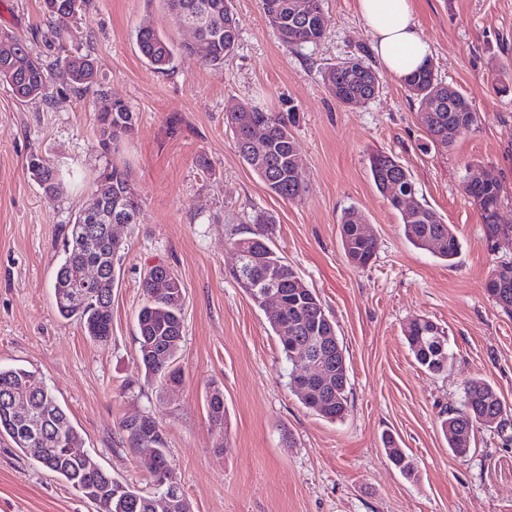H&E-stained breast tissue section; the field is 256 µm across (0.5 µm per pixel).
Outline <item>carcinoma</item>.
<instances>
[{"mask_svg":"<svg viewBox=\"0 0 512 512\" xmlns=\"http://www.w3.org/2000/svg\"><path fill=\"white\" fill-rule=\"evenodd\" d=\"M85 0H42L44 14L54 24L51 34L61 39L69 30L70 20ZM169 10L179 22L187 12L200 16L201 38L207 43L204 53L191 45L175 47L156 26L139 27L136 44L141 56L152 70H169L175 53L196 59L207 66L219 68L235 48L239 37V21L233 10V0H166ZM262 10L281 42L288 46L315 44L326 34L321 0H261ZM55 65L69 72L73 89L86 92L96 85V71L90 55L65 53L59 47ZM323 82L328 92L342 104L352 99L368 101L379 87L373 67L361 57H352L324 68ZM0 81L9 85L23 101L47 98L46 67L33 55L22 39L7 31L0 32ZM409 92L422 104L433 100L436 106L425 122V146L446 151L453 144L448 138V126L467 133L478 123V113L471 102L455 87L438 81L432 62L404 79ZM251 126L239 123L236 111L227 113L238 155L253 170L267 189L287 202L304 199L306 183L298 169L297 143L288 126L290 119L283 114L253 110ZM135 131L134 113L120 99L112 101V110L99 114L94 149L104 158L94 175L90 188L112 202V208L130 205L141 209V198L127 170L116 161L115 153L121 142ZM260 142L264 149L252 152V144ZM370 173L376 188L390 206L399 212L406 239L415 248L427 251L449 263L458 256L461 243L452 228L428 205L408 206V195L415 187L412 176L396 157L384 152L373 154ZM27 169L47 195L59 194L64 186L60 170L43 157L33 154ZM467 194L480 202V218L486 236L496 239L512 234V222H504V199L498 182L473 183ZM89 215L80 210L72 223L65 225L66 242L63 258L53 284L56 308L60 316L74 319L86 336L96 342H106L112 335V288L124 256L122 242L115 241L103 224L88 223ZM363 215L354 207L345 210L340 220L341 243L348 262L357 268L368 266L377 251L374 239L359 233ZM255 228L229 239L231 248L239 253L242 263L232 271V277L252 302L263 308L261 293L274 286L281 296V307L267 312L272 331L278 336L282 354L293 362L301 356V347L317 336L324 337L321 349L327 367L328 381L319 387L300 388L298 376L289 374V387L301 404L320 416L335 422L350 412L348 397V365L336 335V323L327 313L317 293L309 288L298 272L279 256L270 245L273 214L261 212L254 218ZM97 263L105 271V286L97 289L94 298H74L79 288L75 273L86 264ZM142 288L144 302L137 314L139 362L149 382L179 383L182 381L177 362L181 356L183 337L184 288L181 279L171 269L159 263L147 269ZM489 297L504 311L512 314V262L497 261L486 282ZM291 325V335L281 333L284 323ZM407 341L416 363L425 371L437 374L448 369L450 354L444 332L426 319L409 324ZM34 373L14 367L0 368V438L9 439L13 447L25 452L38 444L45 449L42 467L64 479L81 497L91 501L96 512H156L157 497L171 495L170 512H189L188 502L178 486L159 487V496L141 493L122 483L102 468L87 452L79 455L73 448L84 447L80 432L70 421L65 409L52 392L44 387H31ZM210 421L224 428V391L212 387L207 394ZM509 424L507 409L497 390L483 378L466 382L459 406L446 412L440 426L448 438V448L456 455L471 449L474 431L479 426L504 430ZM130 447L139 455L155 457L166 471H171L166 453L162 424L150 413L125 416L120 422ZM385 451L395 467L410 477L415 466L412 458L393 438L385 440Z\"/></svg>","mask_w":512,"mask_h":512,"instance_id":"cac0c4a2","label":"carcinoma"}]
</instances>
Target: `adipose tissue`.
<instances>
[{"instance_id":"1","label":"adipose tissue","mask_w":512,"mask_h":512,"mask_svg":"<svg viewBox=\"0 0 512 512\" xmlns=\"http://www.w3.org/2000/svg\"><path fill=\"white\" fill-rule=\"evenodd\" d=\"M376 58L401 80L430 60L432 47L421 33L411 0H358Z\"/></svg>"}]
</instances>
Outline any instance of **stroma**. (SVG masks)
<instances>
[{
	"label": "stroma",
	"instance_id": "1",
	"mask_svg": "<svg viewBox=\"0 0 512 512\" xmlns=\"http://www.w3.org/2000/svg\"><path fill=\"white\" fill-rule=\"evenodd\" d=\"M412 3L437 78L480 117L442 153L424 149L421 104L388 73L365 103L342 105L325 89L326 65L354 55L375 60L357 0H322L325 37L294 48L282 45L260 0H234L239 38L223 66L179 55L162 74L141 56L138 27L153 23L177 46L192 39L162 0H85L66 46L91 55L98 91L74 93L60 69L42 100L20 102L0 83V368L34 372L114 478L157 492L150 461L119 426L146 411L163 426L192 512H512V442L483 427L471 452L457 456L439 426L476 377L512 409V318L485 291L494 262L512 260V239L488 243L463 189L468 167L479 165L512 200V0ZM49 27L41 0H0V29L46 60L55 53ZM116 99L136 118L120 159L143 203L138 223L116 229L125 257L112 290V336L94 342L58 314L53 281L63 227L87 204L100 164L97 117ZM238 102L292 113L302 202L273 196L236 152L225 115ZM377 151L409 169L417 200L454 229L461 251L453 263L406 240L371 178ZM33 153L67 174L62 194L47 196L30 178ZM350 207L378 243L364 269L350 265L341 246L339 220ZM261 212L275 215L273 247L336 323L349 376L344 420L327 421L299 402L265 313L230 275L237 258L228 239ZM161 261L185 289L183 381L162 389L144 379L136 323L143 273ZM418 318L444 331L453 355L447 372L416 365L405 331ZM214 385L224 391L220 430L207 412ZM388 435L412 456L415 477L389 460ZM0 512L96 508L1 441Z\"/></svg>",
	"mask_w": 512,
	"mask_h": 512
}]
</instances>
